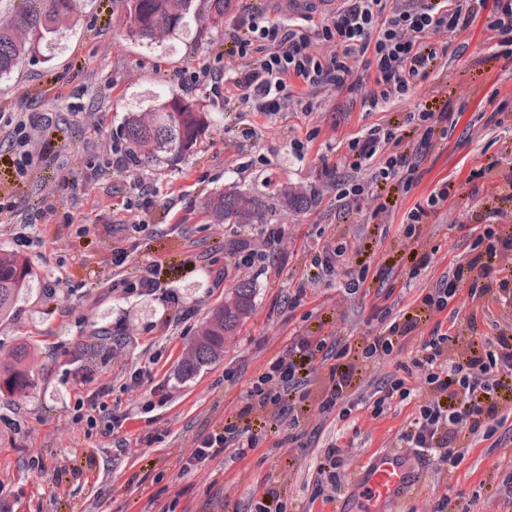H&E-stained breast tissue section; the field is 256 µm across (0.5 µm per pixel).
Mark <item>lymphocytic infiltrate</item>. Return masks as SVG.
Returning a JSON list of instances; mask_svg holds the SVG:
<instances>
[{
	"mask_svg": "<svg viewBox=\"0 0 512 512\" xmlns=\"http://www.w3.org/2000/svg\"><path fill=\"white\" fill-rule=\"evenodd\" d=\"M478 2L340 0L317 27L306 15L274 20L266 13L245 10L224 28L228 54L238 63L233 79L214 72L203 78L217 99L223 96V84L233 83L239 99L258 112L289 111L297 81L312 91L347 92L366 111L382 112L409 99L430 72L443 68L447 51L429 42V35L453 39L469 31L477 19ZM319 40L330 44L329 52L315 51ZM365 70L373 73L372 83H364ZM458 117L453 106L435 111L422 105L406 113L403 128L380 122L349 139L342 163L356 172L367 171L368 176L340 182L336 200L343 210L361 211L366 197L393 182L410 190L424 158ZM452 190L450 181H442L403 215L400 238L410 250L411 277L420 276L431 264L430 253L421 245L424 231L447 205ZM482 219L487 228L475 239L476 254L466 268L449 271L419 296L422 311L435 323L417 350L407 351L406 339L419 328V317L396 314L388 307L378 310L379 331L354 354L325 336L295 337L252 380L236 421L200 440L195 459L205 461L215 448L230 450L239 459L247 457L262 441L243 424L252 415L272 418L277 427H298L311 399L310 386L321 374L326 384L315 399L320 415L334 414L345 421L365 410L378 419L394 406L413 404L391 447L431 457L436 470H456L464 449L490 440L512 418V404L504 402L505 394L512 392V316L490 318L484 331L472 314L450 331L441 318L454 302L512 307V225L494 209ZM359 252L358 246L344 240L318 242L310 283L335 279L343 268L346 294H357L370 271L366 263L352 269ZM465 276L470 284L464 290L460 281ZM458 342L464 349L456 354L452 346ZM392 358L398 361V372L380 385H373L360 371L361 365ZM413 377L420 379L425 397H417L410 386Z\"/></svg>",
	"mask_w": 512,
	"mask_h": 512,
	"instance_id": "lymphocytic-infiltrate-1",
	"label": "lymphocytic infiltrate"
}]
</instances>
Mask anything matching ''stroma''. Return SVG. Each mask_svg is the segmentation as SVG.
I'll use <instances>...</instances> for the list:
<instances>
[{"label":"stroma","instance_id":"35a3bbf8","mask_svg":"<svg viewBox=\"0 0 512 512\" xmlns=\"http://www.w3.org/2000/svg\"><path fill=\"white\" fill-rule=\"evenodd\" d=\"M127 0H80L72 21L52 44H39L12 76L0 79V253L24 259L34 282L11 314L0 318V363L28 343L24 361L35 384L0 392V502L10 512H249L265 487L301 512H350L358 498L351 475L383 452L406 424L411 407L382 419L359 413L355 427L303 418L301 436L288 427L266 433L242 460L216 449L199 470L189 467L197 437L220 428L244 406L251 381L295 334L354 343L371 330L375 306L418 314V292L395 231L403 215L443 178L455 191L452 223L428 232L432 276L466 263L485 228L481 212H512V202L473 198L464 183L471 170L493 161L512 170V106L493 114L490 97L512 103V60L481 32L454 40L448 68L431 73L424 88L446 86L463 106L458 124L425 157L416 187L398 197L389 229L367 224L373 200L347 213L336 184L348 173L335 163L348 139L380 122L346 92L306 93L311 112L266 114L238 99L214 101L193 83L204 71H223L224 31L203 9L158 43L129 36ZM180 97L207 112L208 123L181 157L119 170L112 149L126 142L129 117L162 98ZM28 121L33 158L25 174L14 165L11 133ZM253 128L251 137L241 134ZM304 141L295 153L294 140ZM238 190L268 206L266 222L284 227L273 262L237 268L227 243L259 240L258 224H214L207 202L215 192ZM309 193L308 209L284 212L285 195ZM363 237L371 246L366 289L343 297L336 286L308 289L297 307L289 300L310 274L318 238ZM126 250L122 267L113 251ZM153 265L160 281L152 295L111 289ZM241 282L255 288L249 315L210 364L192 375L182 367L212 313L229 303ZM150 375L132 386L133 371ZM106 412L122 416L109 436L88 432L75 403L99 387ZM338 435L347 459L338 470L335 499L315 496L313 462L328 436ZM495 447L466 449L459 468L434 475L433 463L412 449L404 454L419 481L398 512H512V491L501 484L512 463V427L502 426Z\"/></svg>","mask_w":512,"mask_h":512}]
</instances>
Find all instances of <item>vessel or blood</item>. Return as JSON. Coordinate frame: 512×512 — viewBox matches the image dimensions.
Returning a JSON list of instances; mask_svg holds the SVG:
<instances>
[{
  "label": "vessel or blood",
  "instance_id": "1",
  "mask_svg": "<svg viewBox=\"0 0 512 512\" xmlns=\"http://www.w3.org/2000/svg\"><path fill=\"white\" fill-rule=\"evenodd\" d=\"M336 0H282L289 16L322 15L333 9ZM414 479L406 458L385 451L376 455L357 476V487L364 512H385L399 500Z\"/></svg>",
  "mask_w": 512,
  "mask_h": 512
}]
</instances>
